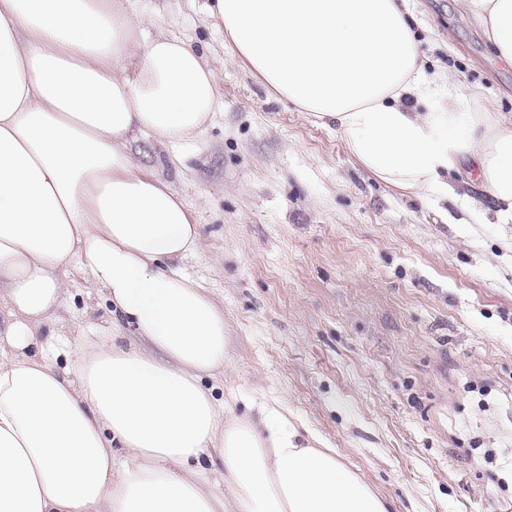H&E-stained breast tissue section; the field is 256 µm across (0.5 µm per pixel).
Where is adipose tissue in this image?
I'll return each instance as SVG.
<instances>
[{"label":"adipose tissue","mask_w":512,"mask_h":512,"mask_svg":"<svg viewBox=\"0 0 512 512\" xmlns=\"http://www.w3.org/2000/svg\"><path fill=\"white\" fill-rule=\"evenodd\" d=\"M512 62V0H463ZM235 52L281 97L332 119L376 178L470 223H512V121L427 72L406 0H209ZM118 0H0V512H388L331 448L277 410L225 417L224 311L169 267L199 226L131 144L176 146L220 106L186 40L149 35ZM478 172L482 199L450 171ZM495 201L488 213L483 198ZM146 341L39 336L71 269ZM219 458V478L206 462Z\"/></svg>","instance_id":"obj_1"}]
</instances>
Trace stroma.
Instances as JSON below:
<instances>
[{"instance_id":"1","label":"stroma","mask_w":512,"mask_h":512,"mask_svg":"<svg viewBox=\"0 0 512 512\" xmlns=\"http://www.w3.org/2000/svg\"><path fill=\"white\" fill-rule=\"evenodd\" d=\"M207 0H125L185 38L216 74L204 132L135 145L196 215L174 269L224 309L225 414L282 410L334 449L393 512H495L512 503V224H452L377 179L320 120L254 77ZM421 59L512 116V65L463 0H407ZM42 336L115 333L110 305L70 271Z\"/></svg>"}]
</instances>
